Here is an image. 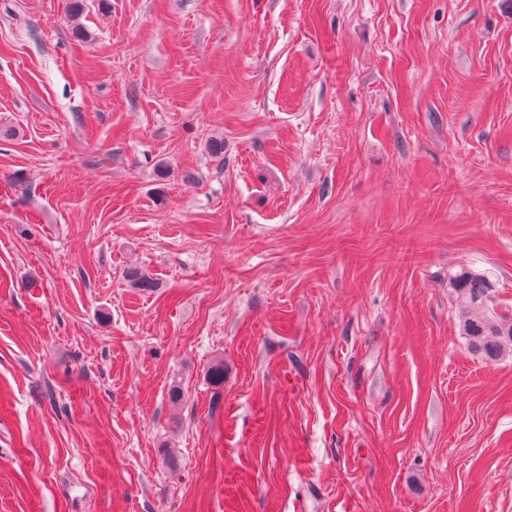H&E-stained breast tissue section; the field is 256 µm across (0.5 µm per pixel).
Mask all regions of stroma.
Listing matches in <instances>:
<instances>
[{
  "mask_svg": "<svg viewBox=\"0 0 512 512\" xmlns=\"http://www.w3.org/2000/svg\"><path fill=\"white\" fill-rule=\"evenodd\" d=\"M68 3L0 0V512H512V0ZM461 311V335L470 349L488 361L512 352V317L498 314L491 302L493 284L482 272L463 269L450 278Z\"/></svg>",
  "mask_w": 512,
  "mask_h": 512,
  "instance_id": "1",
  "label": "stroma"
}]
</instances>
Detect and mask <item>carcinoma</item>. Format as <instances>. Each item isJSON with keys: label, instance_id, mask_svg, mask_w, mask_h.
I'll return each mask as SVG.
<instances>
[{"label": "carcinoma", "instance_id": "carcinoma-1", "mask_svg": "<svg viewBox=\"0 0 512 512\" xmlns=\"http://www.w3.org/2000/svg\"><path fill=\"white\" fill-rule=\"evenodd\" d=\"M125 277L144 291L157 287V282L137 267L127 268ZM450 286L461 311V335L469 348L488 361L512 352V317L497 313L491 306L493 284L488 276L463 269L450 278Z\"/></svg>", "mask_w": 512, "mask_h": 512}]
</instances>
